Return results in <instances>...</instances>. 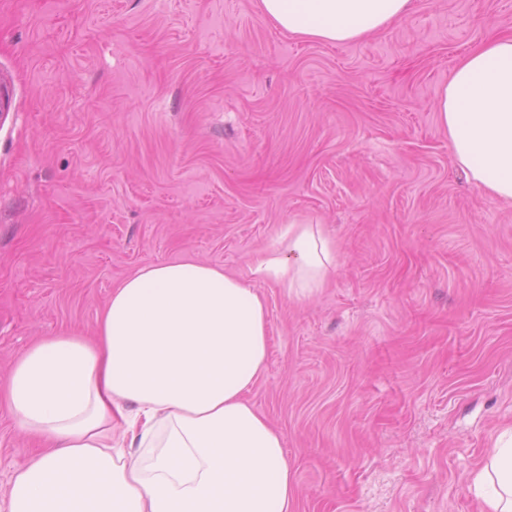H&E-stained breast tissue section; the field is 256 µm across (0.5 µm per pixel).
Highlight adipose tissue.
Wrapping results in <instances>:
<instances>
[{"label":"adipose tissue","instance_id":"adipose-tissue-1","mask_svg":"<svg viewBox=\"0 0 512 512\" xmlns=\"http://www.w3.org/2000/svg\"><path fill=\"white\" fill-rule=\"evenodd\" d=\"M415 0H260L298 37L343 44ZM455 162L512 202V35L467 52L438 97ZM337 266L322 224L281 225L250 279L194 260L148 264L112 290L93 337L44 336L0 385V409L49 449L14 470L0 512H295L282 435L247 399L268 359L254 280L296 300ZM483 512H512V424L473 478Z\"/></svg>","mask_w":512,"mask_h":512}]
</instances>
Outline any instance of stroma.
Here are the masks:
<instances>
[{"label": "stroma", "instance_id": "35a3bbf8", "mask_svg": "<svg viewBox=\"0 0 512 512\" xmlns=\"http://www.w3.org/2000/svg\"><path fill=\"white\" fill-rule=\"evenodd\" d=\"M493 26L512 0H418L343 45L258 0H0V382L38 337L93 334L136 268L244 276L312 218L336 271L303 301L257 283L248 396L297 512H481L512 423V204L456 165L436 103ZM39 448L0 411V497Z\"/></svg>", "mask_w": 512, "mask_h": 512}]
</instances>
